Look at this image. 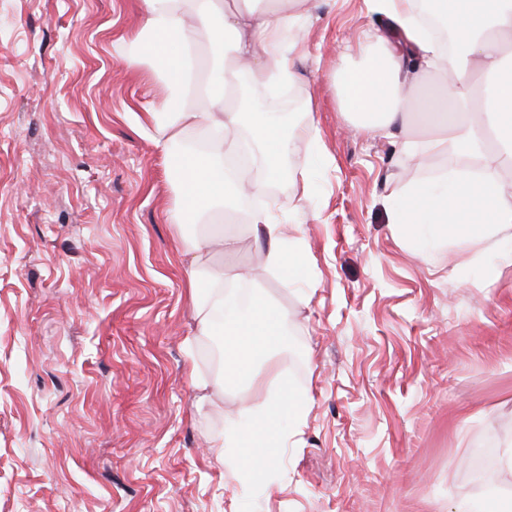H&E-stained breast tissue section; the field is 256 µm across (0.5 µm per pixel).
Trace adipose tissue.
<instances>
[{
    "instance_id": "adipose-tissue-1",
    "label": "adipose tissue",
    "mask_w": 512,
    "mask_h": 512,
    "mask_svg": "<svg viewBox=\"0 0 512 512\" xmlns=\"http://www.w3.org/2000/svg\"><path fill=\"white\" fill-rule=\"evenodd\" d=\"M434 15L451 29L442 45L425 22L419 0H367L390 37H379L363 64L336 65L335 84L344 111L355 114L369 136L398 134L404 155L428 158L456 154L478 160L480 173L451 169L432 183L399 191L391 221L414 236L464 241L486 250L512 239V180L500 169L512 164V0H429ZM152 34L147 45L156 66L178 88L176 96L150 101L144 119L155 142L171 155L178 204L168 221L176 228L200 225L184 240L189 255L186 286L195 321L194 342L222 336L220 369L206 379L198 365L189 378L202 402L213 404L224 387L250 379L257 362L282 341L288 313L262 292L245 296L248 279L213 261L214 250H234V237L215 230L216 218L231 216L240 196H261L265 183L243 181L224 166L236 154L242 129L255 141L254 166L280 177L282 159L296 140L283 132L270 112L251 100L231 102L240 77L253 90L295 86V55L302 43L309 0H138ZM427 120L417 138L407 127L412 110ZM206 142L202 151L177 152L187 134ZM262 242L268 265L297 281L306 276L311 256L298 238L284 235L269 206L248 216ZM306 396L281 386L257 406L239 410L243 427L232 437L216 435L214 447L237 449L241 466L267 467L282 442L280 422L301 420Z\"/></svg>"
}]
</instances>
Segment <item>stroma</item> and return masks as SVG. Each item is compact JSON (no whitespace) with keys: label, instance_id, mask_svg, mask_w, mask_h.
<instances>
[{"label":"stroma","instance_id":"35a3bbf8","mask_svg":"<svg viewBox=\"0 0 512 512\" xmlns=\"http://www.w3.org/2000/svg\"><path fill=\"white\" fill-rule=\"evenodd\" d=\"M309 8L310 132L284 177L245 176L304 239L310 280L267 271L238 198L223 264L290 322L270 365L202 406L171 165L139 123L171 80L137 0H0V512H512V243L389 223L397 190L461 160L356 132L337 57L386 28L365 0ZM284 381L309 402L255 476L211 438Z\"/></svg>","mask_w":512,"mask_h":512}]
</instances>
